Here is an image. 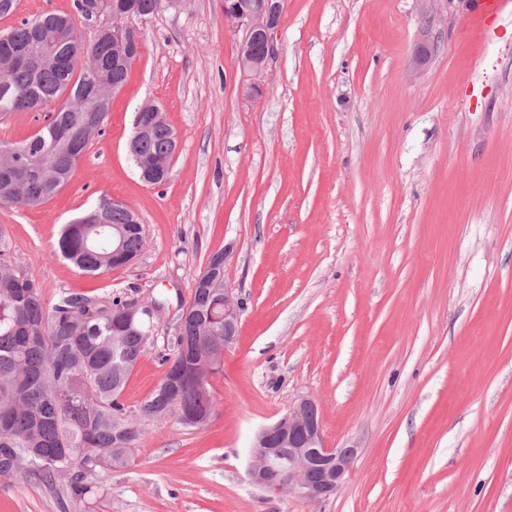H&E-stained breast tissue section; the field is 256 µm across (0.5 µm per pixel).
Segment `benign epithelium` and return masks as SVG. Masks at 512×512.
<instances>
[{
    "label": "benign epithelium",
    "instance_id": "obj_1",
    "mask_svg": "<svg viewBox=\"0 0 512 512\" xmlns=\"http://www.w3.org/2000/svg\"><path fill=\"white\" fill-rule=\"evenodd\" d=\"M82 14L89 22L104 12L112 13V26H97L85 43L97 42L106 36L112 41V60L130 68L142 51L141 32L124 24L134 17V8L126 0H83ZM281 0H224V18L246 29L240 45L239 60L251 75L243 88L250 96L266 90L265 73L269 60L276 53L273 31L279 23ZM258 37L263 51H252L250 40ZM240 303L224 288V349L233 346L237 337ZM358 448H328L323 442L322 422L315 401L303 399L274 423L256 435L251 452L248 476L252 484L274 495H295L318 502L338 492L347 482L351 464Z\"/></svg>",
    "mask_w": 512,
    "mask_h": 512
}]
</instances>
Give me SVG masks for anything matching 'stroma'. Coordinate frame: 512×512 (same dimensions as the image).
I'll use <instances>...</instances> for the list:
<instances>
[{
  "label": "stroma",
  "instance_id": "obj_1",
  "mask_svg": "<svg viewBox=\"0 0 512 512\" xmlns=\"http://www.w3.org/2000/svg\"><path fill=\"white\" fill-rule=\"evenodd\" d=\"M481 2L282 0L260 97L241 91L245 30L224 0L131 19L141 56L72 180L39 207H0L11 259L48 302L167 299L130 407L222 249L237 340L206 426L143 423L137 453L82 501L63 480L0 476V512H512V0L479 35ZM147 103L180 139L158 186L128 152ZM103 199L139 216L146 245L90 275L53 246ZM305 398L326 446L358 448L319 502L247 476L255 434Z\"/></svg>",
  "mask_w": 512,
  "mask_h": 512
}]
</instances>
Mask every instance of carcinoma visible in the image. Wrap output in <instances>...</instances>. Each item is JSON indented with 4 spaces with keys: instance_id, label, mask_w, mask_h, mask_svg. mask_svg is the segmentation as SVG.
<instances>
[{
    "instance_id": "carcinoma-1",
    "label": "carcinoma",
    "mask_w": 512,
    "mask_h": 512,
    "mask_svg": "<svg viewBox=\"0 0 512 512\" xmlns=\"http://www.w3.org/2000/svg\"><path fill=\"white\" fill-rule=\"evenodd\" d=\"M53 47L54 60L35 71L13 61ZM101 63L84 70L77 60L83 32L68 14L47 11L0 33V119L17 112H46L45 123L18 142H0V207L44 204L73 177L92 138L108 116L96 112L98 85L119 88L128 71L112 64V44L96 45ZM173 129L165 120L137 137L131 154L137 166L168 164ZM122 255L112 257V236ZM143 227L121 207L106 223L83 217L62 226L55 253L90 274L120 267L141 255ZM132 299L116 295L62 292L51 305L33 275L10 257L7 231L0 226V472L10 470L51 483L68 479L71 493H91L89 476L127 463L143 438L140 422L171 417L195 428L196 416L212 418L215 398L207 377L224 360V251L208 258L206 272L191 289L190 314L172 328L167 367L153 392L135 409L123 400L126 382L154 339L151 300L130 325L124 315Z\"/></svg>"
}]
</instances>
